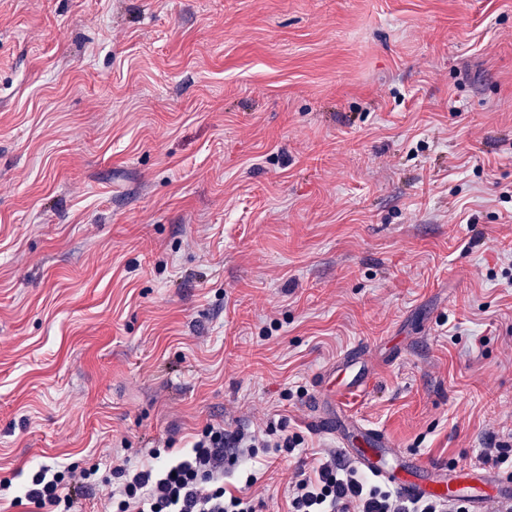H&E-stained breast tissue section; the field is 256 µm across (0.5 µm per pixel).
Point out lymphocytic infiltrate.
I'll return each mask as SVG.
<instances>
[{
    "mask_svg": "<svg viewBox=\"0 0 512 512\" xmlns=\"http://www.w3.org/2000/svg\"><path fill=\"white\" fill-rule=\"evenodd\" d=\"M304 442L299 434L281 433L272 439L230 433L206 425L195 437L185 459L163 458L161 449L148 451L149 460L137 466L116 457L105 484L115 512H259L247 495L228 494L224 467L235 463L241 448H272L293 455ZM90 469L41 465L31 473L23 496L14 505L29 503L36 512H75L81 490L91 486ZM290 512H469L465 503L411 501L367 477L331 452L314 476L295 471L288 481Z\"/></svg>",
    "mask_w": 512,
    "mask_h": 512,
    "instance_id": "obj_1",
    "label": "lymphocytic infiltrate"
}]
</instances>
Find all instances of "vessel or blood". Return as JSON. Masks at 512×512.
Here are the masks:
<instances>
[{
	"instance_id": "vessel-or-blood-1",
	"label": "vessel or blood",
	"mask_w": 512,
	"mask_h": 512,
	"mask_svg": "<svg viewBox=\"0 0 512 512\" xmlns=\"http://www.w3.org/2000/svg\"><path fill=\"white\" fill-rule=\"evenodd\" d=\"M370 379L364 355L348 352L319 374V396L312 415L315 426L341 438L343 428H354L363 444L350 449L354 462L365 472L392 486L408 499L456 500L464 488L493 486L498 499L512 500V480L498 478L474 468L436 466L413 455L395 456L392 441L382 432L359 423L352 416L337 419L336 406L349 393L363 390Z\"/></svg>"
}]
</instances>
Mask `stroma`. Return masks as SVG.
Listing matches in <instances>:
<instances>
[{
  "label": "stroma",
  "instance_id": "obj_1",
  "mask_svg": "<svg viewBox=\"0 0 512 512\" xmlns=\"http://www.w3.org/2000/svg\"><path fill=\"white\" fill-rule=\"evenodd\" d=\"M354 348L400 452L512 439V0H0V512L209 423L288 512ZM97 469L63 468L40 465L31 473L23 497L13 499V505L33 504L32 512H75L77 497L85 487H91ZM23 498L26 503H23Z\"/></svg>",
  "mask_w": 512,
  "mask_h": 512
}]
</instances>
